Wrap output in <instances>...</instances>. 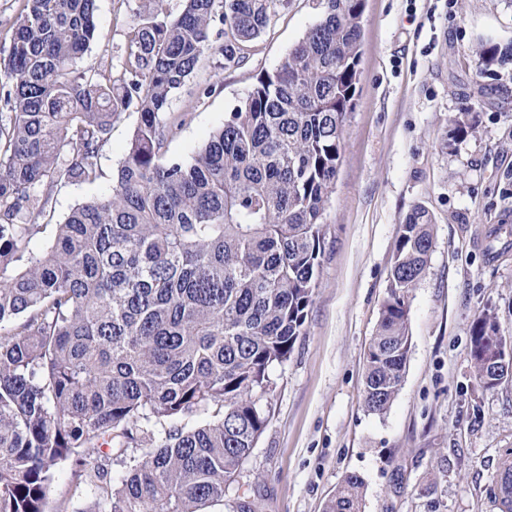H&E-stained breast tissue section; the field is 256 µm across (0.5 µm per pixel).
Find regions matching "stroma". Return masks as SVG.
<instances>
[{
    "label": "stroma",
    "mask_w": 512,
    "mask_h": 512,
    "mask_svg": "<svg viewBox=\"0 0 512 512\" xmlns=\"http://www.w3.org/2000/svg\"><path fill=\"white\" fill-rule=\"evenodd\" d=\"M139 0H97L99 37L85 63H119ZM320 18L316 0H275L268 28L238 65L203 55L171 99L182 118L168 154L190 159L237 108L260 74L274 71ZM360 80L326 213L325 250L305 334L271 371L266 429L238 481L257 512H323L351 473L364 481L362 512H494L487 495L500 449L512 448V380L481 389L469 329L484 309L512 337V248L486 254V232L512 225V62L481 71L480 45L512 44V0H365ZM475 112L457 137L454 118ZM139 115L115 123L99 157L98 184L66 183L52 212L62 222L109 191ZM433 218L425 274L409 294L411 348L385 414L363 403L365 352L388 295L404 216ZM451 466L425 493L437 461ZM72 461L55 471L48 512H82L92 501Z\"/></svg>",
    "instance_id": "obj_1"
}]
</instances>
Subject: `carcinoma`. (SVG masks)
Masks as SVG:
<instances>
[{"label":"carcinoma","mask_w":512,"mask_h":512,"mask_svg":"<svg viewBox=\"0 0 512 512\" xmlns=\"http://www.w3.org/2000/svg\"><path fill=\"white\" fill-rule=\"evenodd\" d=\"M274 0H141L119 68L81 66L96 0H24L0 83V512H46L55 466L94 487L86 512H205L228 492L267 417L270 372L305 330L325 214L359 82L365 0H318L321 18L190 160L167 156V112L206 51L237 64ZM489 69L512 60L478 51ZM139 121L107 193L34 224L58 185L103 178L113 125ZM432 216L400 224L389 291L366 353L363 398L385 413L411 347L409 292ZM478 385L509 377L512 341L486 309L470 325ZM144 448L115 482L102 448ZM490 495L512 512V448ZM344 477L324 512H361Z\"/></svg>","instance_id":"obj_1"}]
</instances>
